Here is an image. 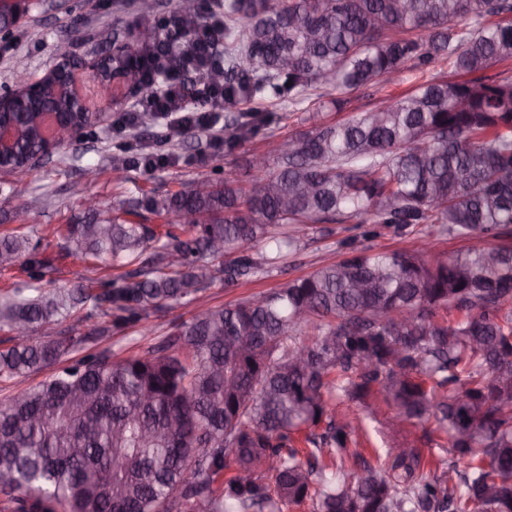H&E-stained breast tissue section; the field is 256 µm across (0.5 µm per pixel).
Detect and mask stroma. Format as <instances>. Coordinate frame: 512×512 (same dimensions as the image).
I'll use <instances>...</instances> for the list:
<instances>
[{
	"label": "stroma",
	"instance_id": "stroma-1",
	"mask_svg": "<svg viewBox=\"0 0 512 512\" xmlns=\"http://www.w3.org/2000/svg\"><path fill=\"white\" fill-rule=\"evenodd\" d=\"M137 11L134 5L118 10L115 0H30L28 15L14 27L9 39H0V90L13 87L15 71L25 70L39 78L52 69L59 38L69 31L74 34L71 50L77 61L90 62L99 56L101 48L111 47L114 28L125 31L136 25ZM448 76L447 65L440 62L423 69H405L399 75L377 80L346 95L341 106H327L322 119L333 123L351 118L398 100L428 80ZM255 106L265 110L266 124L231 153L215 148L209 137L171 130L167 120L162 118L149 125L138 120L122 127L108 119L102 121L94 134L83 135L75 147L60 149L50 161L36 165L29 173L8 177L4 189L0 190V235L20 231L40 238L39 253L52 264L46 275L52 287H71L82 275L115 277L116 268L82 263L67 256L60 248L59 239L53 236V229L77 223L84 215L83 202L91 195L102 202L105 210L112 212L124 210L142 195L161 196L174 192L218 171L233 173L241 183H248L245 159L249 153H273L283 138L309 131L314 126L313 99L294 105L284 98H270L256 101ZM139 137L145 140L150 151L175 155V165L160 167L148 174L132 168L122 181L108 174L93 183L84 178L82 165L109 158L118 147ZM33 195L42 196L43 206L39 213L29 214L23 204ZM345 240L355 241L360 248L410 250L415 247L418 235L388 232L377 238H365L351 221L327 228L313 225L302 236L300 252L284 258L279 269L246 277L236 288L214 283L198 302L174 306L157 318L154 335L142 338L131 329L124 335L100 337L92 348L96 351L109 349L121 357L145 354L166 336L172 323L190 319L209 306H227L271 291L286 280L308 275L323 264L336 261L344 254L341 243ZM336 412L362 419L364 430L356 437V448L369 462L386 458L388 449L399 444L420 448L424 470L429 474L447 470L452 460L448 437L438 429L435 420L395 427L394 408L380 401L346 399L337 404Z\"/></svg>",
	"mask_w": 512,
	"mask_h": 512
}]
</instances>
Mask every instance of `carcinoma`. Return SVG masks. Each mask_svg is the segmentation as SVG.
I'll return each mask as SVG.
<instances>
[{
  "instance_id": "1",
  "label": "carcinoma",
  "mask_w": 512,
  "mask_h": 512,
  "mask_svg": "<svg viewBox=\"0 0 512 512\" xmlns=\"http://www.w3.org/2000/svg\"><path fill=\"white\" fill-rule=\"evenodd\" d=\"M167 16L208 35L229 108L316 90L339 106L409 63L445 61L452 79L283 140L275 166L265 156L248 166L247 189L226 174L144 196L133 214L163 216V232L89 206L63 249L123 268L110 281L44 289L50 262L30 236L1 235L0 269L26 259L33 291L0 303L10 342L1 382L55 366L111 328L145 336L152 315L218 280L235 288L270 272L300 249L279 231L288 224L356 220L369 238L424 224L497 238L512 224V77L484 75L512 60V0H212L207 12L177 0ZM17 22L16 0H0V33ZM181 54L169 48L150 80L152 43L115 35L98 94L147 99ZM56 103L61 147L102 119L66 91ZM39 112L30 97L0 105L17 132L7 173L32 169ZM265 122L258 110L228 117L225 151ZM71 318L92 331L57 333ZM342 397L392 404L404 423L434 414L454 475H420V449L400 447L390 474L364 461L340 482L320 458L349 455ZM305 500L314 512H512V244L448 256L352 248L269 293L199 312L143 355L86 353L0 398V512H283Z\"/></svg>"
}]
</instances>
